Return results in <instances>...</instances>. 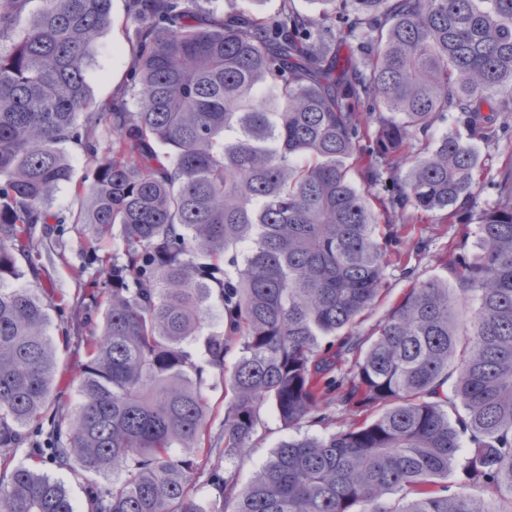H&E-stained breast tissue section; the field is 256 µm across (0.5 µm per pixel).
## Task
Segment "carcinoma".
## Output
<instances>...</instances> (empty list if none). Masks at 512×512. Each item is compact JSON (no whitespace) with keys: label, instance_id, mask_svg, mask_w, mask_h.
<instances>
[{"label":"carcinoma","instance_id":"1","mask_svg":"<svg viewBox=\"0 0 512 512\" xmlns=\"http://www.w3.org/2000/svg\"><path fill=\"white\" fill-rule=\"evenodd\" d=\"M28 2L0 0V451L57 404L49 304L9 283L39 255L37 226L64 223L47 201L74 144L87 160L77 223L122 238L81 284L85 319L106 306L74 415L51 421L44 449L87 475L89 512H201L204 471L224 512H512V163L476 214L480 251L448 255L454 291L413 285L371 336L356 326L410 219L381 224L384 200L375 211L347 164L392 188L395 211L451 218L473 200L472 140L512 116V0H324L318 17L127 0L132 109L94 101L86 81L112 0H45L21 28ZM450 112L467 136L429 146ZM213 297L224 332L206 336ZM234 346L226 452L250 447L269 404L287 427L335 398L380 413L281 442L241 486L213 463L205 394ZM0 512L75 508L60 481L19 467Z\"/></svg>","mask_w":512,"mask_h":512}]
</instances>
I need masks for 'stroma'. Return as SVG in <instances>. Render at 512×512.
<instances>
[{
  "label": "stroma",
  "mask_w": 512,
  "mask_h": 512,
  "mask_svg": "<svg viewBox=\"0 0 512 512\" xmlns=\"http://www.w3.org/2000/svg\"><path fill=\"white\" fill-rule=\"evenodd\" d=\"M134 22L128 17L125 0H112V24L97 40L87 71V82L96 101H104L123 92L127 86L128 63L132 54L129 40ZM476 146L485 158V184L459 218L445 219L441 214H428L414 222L409 238L392 244L391 254L384 266L383 291L373 307L366 311L357 326L359 335L373 334L378 324L403 294L414 284L438 277H447L446 263L451 251L477 253V226L471 214L496 200L491 186L500 167L512 163V128L493 141H477ZM71 164L70 182L61 184L48 202L51 211L69 217L80 205L75 195L76 185L86 176L84 157L78 146H67ZM42 237L51 250L49 258L39 265L19 260L22 272L20 285L45 296L51 303L48 334L52 337L57 357V371L64 379L54 394L67 405H76L79 396L77 380L84 361L85 348L92 336V324L80 331L70 328L71 317L81 301V271L90 250L105 256L117 252L120 238L95 241L90 233H77L70 225L53 224ZM325 422L306 419L300 425L283 426L272 408H264L252 444L244 453L225 458L223 465L232 472L239 485H246L255 472L268 460L272 450L282 441L321 437L362 423L364 414L331 402L322 409Z\"/></svg>",
  "instance_id": "stroma-1"
}]
</instances>
